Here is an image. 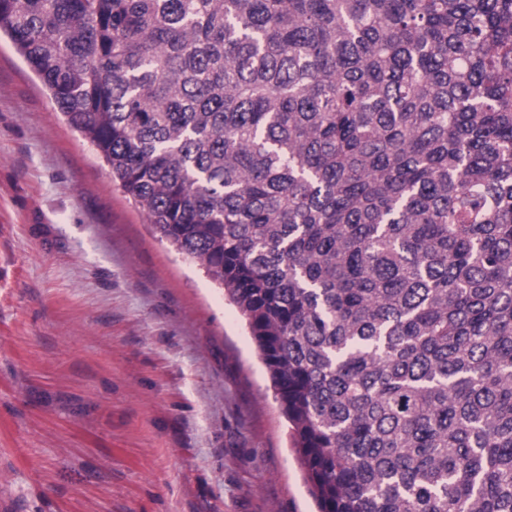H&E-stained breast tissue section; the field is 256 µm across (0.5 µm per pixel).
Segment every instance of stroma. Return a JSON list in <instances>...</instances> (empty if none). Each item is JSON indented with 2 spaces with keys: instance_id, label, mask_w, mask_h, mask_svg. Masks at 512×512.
Wrapping results in <instances>:
<instances>
[{
  "instance_id": "stroma-1",
  "label": "stroma",
  "mask_w": 512,
  "mask_h": 512,
  "mask_svg": "<svg viewBox=\"0 0 512 512\" xmlns=\"http://www.w3.org/2000/svg\"><path fill=\"white\" fill-rule=\"evenodd\" d=\"M0 512H315L244 319L6 39Z\"/></svg>"
}]
</instances>
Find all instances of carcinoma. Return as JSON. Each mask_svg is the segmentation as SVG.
Listing matches in <instances>:
<instances>
[{
    "label": "carcinoma",
    "instance_id": "obj_1",
    "mask_svg": "<svg viewBox=\"0 0 512 512\" xmlns=\"http://www.w3.org/2000/svg\"><path fill=\"white\" fill-rule=\"evenodd\" d=\"M247 319L319 512H512V0H0Z\"/></svg>",
    "mask_w": 512,
    "mask_h": 512
}]
</instances>
